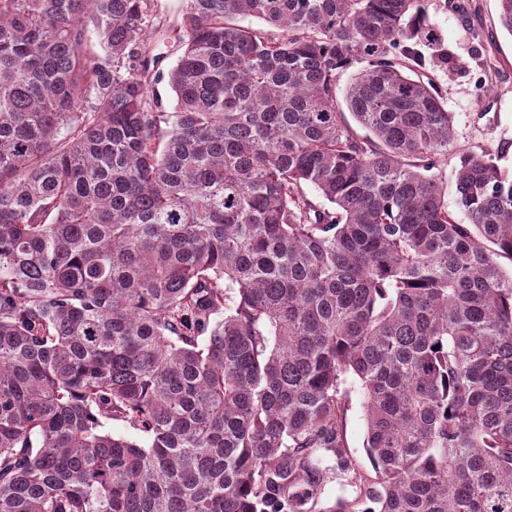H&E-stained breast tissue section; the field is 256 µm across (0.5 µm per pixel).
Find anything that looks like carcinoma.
<instances>
[{"instance_id": "obj_1", "label": "carcinoma", "mask_w": 512, "mask_h": 512, "mask_svg": "<svg viewBox=\"0 0 512 512\" xmlns=\"http://www.w3.org/2000/svg\"><path fill=\"white\" fill-rule=\"evenodd\" d=\"M185 3L164 72L149 0H0V512H512V173L448 210L428 0ZM349 391V409L346 419V433L349 444V450L352 456L357 460L361 471L365 477L372 479L374 470L372 461L366 448V421L363 410V398L357 383L349 378L346 384Z\"/></svg>"}]
</instances>
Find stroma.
<instances>
[{"instance_id": "stroma-1", "label": "stroma", "mask_w": 512, "mask_h": 512, "mask_svg": "<svg viewBox=\"0 0 512 512\" xmlns=\"http://www.w3.org/2000/svg\"><path fill=\"white\" fill-rule=\"evenodd\" d=\"M148 34L163 53L162 69L180 56L183 0H150ZM428 21L440 35L452 59L438 71L446 107L453 115L454 140L448 148L446 200L455 204L453 164L459 154L504 147L501 167L512 171V34L499 24L498 0H429ZM347 440L365 477L374 470L366 448V421L359 386L347 382Z\"/></svg>"}]
</instances>
